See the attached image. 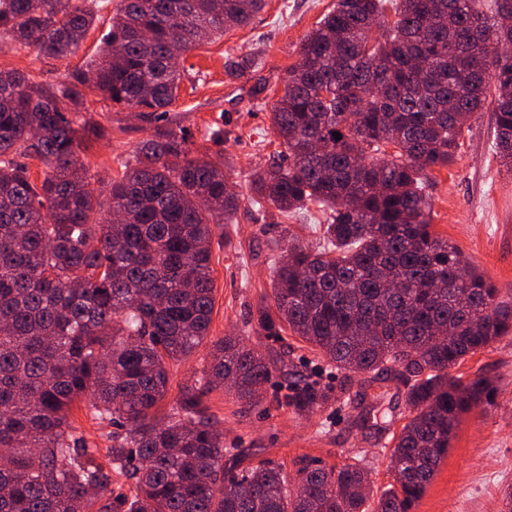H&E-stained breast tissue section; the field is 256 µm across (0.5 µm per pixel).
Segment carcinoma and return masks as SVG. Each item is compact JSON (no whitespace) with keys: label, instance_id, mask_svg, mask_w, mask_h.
<instances>
[{"label":"carcinoma","instance_id":"obj_1","mask_svg":"<svg viewBox=\"0 0 512 512\" xmlns=\"http://www.w3.org/2000/svg\"><path fill=\"white\" fill-rule=\"evenodd\" d=\"M397 19L385 20L387 3ZM266 0H118L98 57L55 86L0 70V512H363L361 465L301 460L293 477L266 462L224 464V439L203 405L228 385L248 404L278 363L237 336L179 408L158 409L167 364L208 336L214 224L239 208L224 163L190 157L167 115L178 59L200 34L248 24ZM88 0H0V44L63 59L95 23ZM512 0H336L300 45L270 112L281 151L253 175L252 204L281 213L328 208L324 245H290L272 262L275 310L336 368L409 384L412 417L373 512H413L448 454L460 415L491 381L448 368L512 334V301L435 234L429 172L453 162L464 127L494 86L497 154L512 166ZM141 112L153 132L121 163L107 199L77 151L107 129L88 119L84 89ZM342 138L337 140L333 133ZM44 165L30 178L28 161ZM102 211L98 223L92 214ZM121 223L113 225L111 215ZM331 399L310 384L288 407ZM123 429L108 464L74 433L72 406ZM132 481L112 489V475Z\"/></svg>","mask_w":512,"mask_h":512}]
</instances>
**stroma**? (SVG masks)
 Listing matches in <instances>:
<instances>
[{
	"label": "stroma",
	"instance_id": "obj_1",
	"mask_svg": "<svg viewBox=\"0 0 512 512\" xmlns=\"http://www.w3.org/2000/svg\"><path fill=\"white\" fill-rule=\"evenodd\" d=\"M336 0H267L250 24L218 37L203 39L185 53L178 98L169 116L186 130L192 156L224 159L230 189L242 204L231 223L214 227L211 267L214 304L206 341L188 357L170 362L169 391L162 412L176 409L184 386L194 384L209 368L211 344L226 336L270 359L284 361L262 389L261 402H241L228 389L208 392L204 401L216 417L224 445L244 452L248 464L266 461L295 473L299 458L329 466L360 462L368 470L374 493L393 481L390 450L410 417L407 387L391 377L346 376L310 344L283 329L275 337L254 330L261 307L272 305L270 247L300 244L317 248L326 214L312 205L281 214L268 205H251L250 182L278 148L270 112L284 89L289 69L299 59L304 37L334 8ZM114 6L97 19L79 52L57 60L29 50L0 52V69L31 74L36 82L55 85L95 58L103 35L111 28ZM260 61L256 71L236 78L228 64L243 56ZM89 117L109 134L82 147L79 157L103 181L118 176L152 126L142 117L86 91ZM223 142L210 140L214 128ZM432 201L433 231L448 239L502 295L512 294V170L502 166L494 148V117L484 108L469 123L455 162L434 168L426 188ZM465 380L481 373L496 385L492 402L471 406L462 414L455 435L434 479L414 512H505L504 488L512 487V338L504 337L468 355L450 368ZM325 389L331 400L312 414H298L286 403L296 386ZM362 406H354V399Z\"/></svg>",
	"mask_w": 512,
	"mask_h": 512
}]
</instances>
